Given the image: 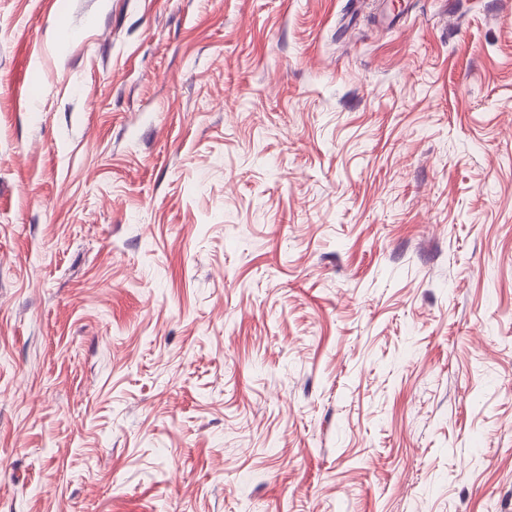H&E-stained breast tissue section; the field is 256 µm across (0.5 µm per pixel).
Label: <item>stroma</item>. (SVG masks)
<instances>
[{
  "instance_id": "1",
  "label": "stroma",
  "mask_w": 512,
  "mask_h": 512,
  "mask_svg": "<svg viewBox=\"0 0 512 512\" xmlns=\"http://www.w3.org/2000/svg\"><path fill=\"white\" fill-rule=\"evenodd\" d=\"M0 512H512V0H0Z\"/></svg>"
}]
</instances>
